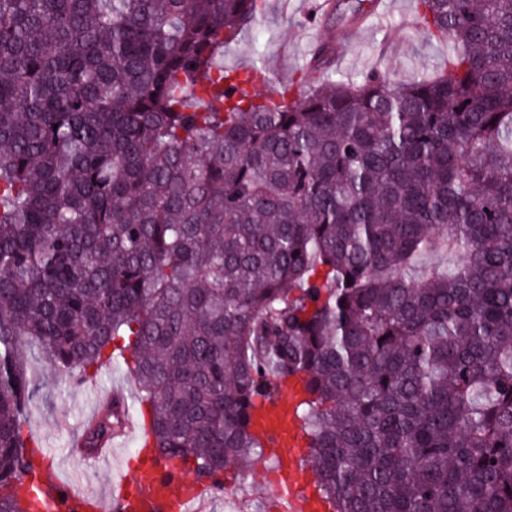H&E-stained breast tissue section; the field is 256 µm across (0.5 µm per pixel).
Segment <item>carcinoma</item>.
<instances>
[{
	"instance_id": "carcinoma-1",
	"label": "carcinoma",
	"mask_w": 512,
	"mask_h": 512,
	"mask_svg": "<svg viewBox=\"0 0 512 512\" xmlns=\"http://www.w3.org/2000/svg\"><path fill=\"white\" fill-rule=\"evenodd\" d=\"M414 2L449 70L346 81L323 43L281 105L216 63L264 0H0V512L41 468L17 336L122 358L199 478L299 377L335 512H512V0Z\"/></svg>"
}]
</instances>
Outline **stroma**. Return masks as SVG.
I'll return each mask as SVG.
<instances>
[{"instance_id": "stroma-1", "label": "stroma", "mask_w": 512, "mask_h": 512, "mask_svg": "<svg viewBox=\"0 0 512 512\" xmlns=\"http://www.w3.org/2000/svg\"><path fill=\"white\" fill-rule=\"evenodd\" d=\"M309 2L266 0L261 29L242 31L237 40L225 45V66L246 69L262 61L265 81L256 84L259 93L265 85H279L297 77L304 55L323 39L308 20ZM332 27L343 45L334 68L348 79L373 69L397 77L430 76L448 64L445 45L424 37L410 0H386L385 10L355 35H347L342 13L334 14ZM16 343L26 357L33 390L29 426L43 442L50 471L80 488L101 493L114 484L131 482L130 468L138 450L136 433L114 439L108 466L73 453L71 448L93 417V404L104 402L112 390H122L129 405H136L139 388L122 361L100 369L94 383L96 392L89 395L78 392L73 374L60 372L43 358L35 338L20 336ZM274 476V465L264 460L246 473L229 470L222 494L199 503L198 512H281L267 489Z\"/></svg>"}]
</instances>
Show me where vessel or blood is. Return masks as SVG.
<instances>
[{
    "label": "vessel or blood",
    "mask_w": 512,
    "mask_h": 512,
    "mask_svg": "<svg viewBox=\"0 0 512 512\" xmlns=\"http://www.w3.org/2000/svg\"><path fill=\"white\" fill-rule=\"evenodd\" d=\"M300 395V383L290 382L287 390L266 402L256 425L288 482L286 512H332L315 493L310 474L297 467L303 444L293 407ZM154 455V449H140L132 485L111 488L104 497L82 493L50 475L43 479L44 490L54 512H194L195 503L214 492L213 483L188 480L182 468Z\"/></svg>",
    "instance_id": "obj_1"
}]
</instances>
